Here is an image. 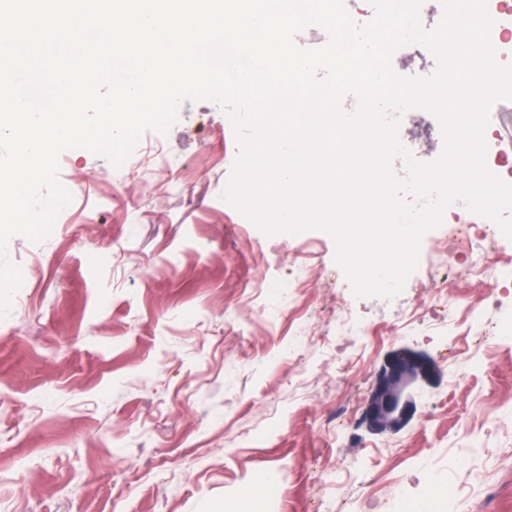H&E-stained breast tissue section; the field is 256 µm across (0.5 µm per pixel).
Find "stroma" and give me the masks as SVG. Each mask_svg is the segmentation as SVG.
Instances as JSON below:
<instances>
[{"label": "stroma", "mask_w": 512, "mask_h": 512, "mask_svg": "<svg viewBox=\"0 0 512 512\" xmlns=\"http://www.w3.org/2000/svg\"><path fill=\"white\" fill-rule=\"evenodd\" d=\"M398 133L418 162L443 152L426 109ZM238 153L209 100L145 131L128 167L61 153L75 197L46 238L6 249L23 286L0 319V512H431L450 492L458 512H512V343L453 364L445 347L463 333L428 292L447 282L453 303L512 333V286L456 273L458 225L490 238L496 225L459 207L425 233L402 293L360 297L330 234L267 236L223 200ZM340 310L368 327L343 360ZM402 347L438 378L412 388L405 426L377 433L364 414ZM267 469L278 482L255 488Z\"/></svg>", "instance_id": "obj_1"}]
</instances>
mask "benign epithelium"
I'll use <instances>...</instances> for the list:
<instances>
[{
  "mask_svg": "<svg viewBox=\"0 0 512 512\" xmlns=\"http://www.w3.org/2000/svg\"><path fill=\"white\" fill-rule=\"evenodd\" d=\"M435 373V363L423 354L409 349L392 352L379 372L365 413L369 429L385 432L402 427L414 412L407 389L417 382L431 381Z\"/></svg>",
  "mask_w": 512,
  "mask_h": 512,
  "instance_id": "1",
  "label": "benign epithelium"
}]
</instances>
